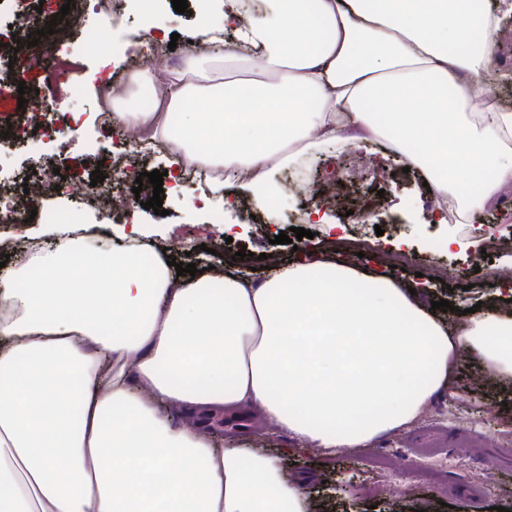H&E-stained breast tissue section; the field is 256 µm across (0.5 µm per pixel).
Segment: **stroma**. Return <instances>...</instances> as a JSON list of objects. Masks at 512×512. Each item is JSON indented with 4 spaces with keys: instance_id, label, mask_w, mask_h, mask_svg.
<instances>
[{
    "instance_id": "1",
    "label": "stroma",
    "mask_w": 512,
    "mask_h": 512,
    "mask_svg": "<svg viewBox=\"0 0 512 512\" xmlns=\"http://www.w3.org/2000/svg\"><path fill=\"white\" fill-rule=\"evenodd\" d=\"M66 0H0V127L23 119L20 99L44 96L49 107L45 120H53L55 111H88L96 103L114 67L111 59L96 55L72 56L58 52L53 62L60 75L51 78L43 69H25L14 64L13 48L17 39L41 32V45L52 43L43 32L45 23L59 13ZM120 20L112 28V38L120 52L140 49L146 29L138 13V0H117ZM26 91H19V84ZM112 139L91 122L80 130L48 143L43 152L29 148L19 139H0V164L14 170L16 176L28 175L51 161L72 166L81 177H89L101 163L107 162ZM320 167H308L305 189L290 188V171L274 174V196L278 207L264 210L255 224H241L238 207H225L223 198L202 195L189 184L175 185L165 177L164 188L175 189V196H164L163 214L136 207L134 222L144 225L149 235L130 238L129 225L110 224L101 211L88 214L90 232H101L105 244L113 248L150 250L152 240L168 243L185 240L190 262L208 263L223 268L229 251L247 250L275 255L280 263H292L296 253L289 244L275 243L280 232L306 225L299 218L313 191L325 184L342 186L344 193L361 198L368 220L347 223L338 208L325 206L326 221L309 226L313 237L309 244L314 255L331 260L332 242L354 234L363 235L368 248L355 266L379 274L391 275L402 289H415L423 301L444 299L452 309L443 313L447 326L462 320V310L477 303L499 307L512 315V302L498 292L505 274L512 273V187L487 206L472 212L468 223L439 224L429 219L434 204L423 185L424 176L416 169L406 170L403 158L389 153L384 144L347 147L320 156ZM193 208H186V201ZM233 224L231 241H222L225 224ZM455 235L460 244L449 249L443 244L447 235ZM501 241L500 249L481 251L475 235ZM212 252H205V245ZM401 249L413 262L406 271L390 272L379 261L380 255ZM456 381L453 388H440L423 411L410 424L387 433L363 448H337L331 451L303 450L285 432H271L260 417L242 409L236 418L224 420V442L237 447L258 448L277 457L283 474L292 479L312 475L308 512H491L505 507L512 512V445L504 444L503 434H512V380L499 382L484 372L477 355L463 351L454 359ZM466 432L468 451L447 449L448 468L436 477L416 465L413 442L422 434ZM391 453L401 459L397 481L406 486L404 496L382 493L388 478L372 464L373 457ZM485 474L486 486L479 502L466 500L464 491L471 478Z\"/></svg>"
}]
</instances>
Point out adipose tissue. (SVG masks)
I'll return each mask as SVG.
<instances>
[{"label":"adipose tissue","instance_id":"adipose-tissue-1","mask_svg":"<svg viewBox=\"0 0 512 512\" xmlns=\"http://www.w3.org/2000/svg\"><path fill=\"white\" fill-rule=\"evenodd\" d=\"M466 27L471 0H224L235 42L181 68L135 73L112 100L115 128L148 147L185 113L176 166L220 174L263 206L272 173L336 146L405 144L410 164L471 179L464 212L512 187V108L496 105L499 14ZM164 98L139 108V88ZM201 99L206 112H187ZM0 268V512H305L310 476L275 457L214 447L209 420L244 406L317 448H360L412 421L460 350L512 377V318L486 311L450 330L390 278L315 259L172 276L162 259L92 248L71 225ZM90 275L62 282L66 259ZM186 425L176 427L172 413Z\"/></svg>","mask_w":512,"mask_h":512}]
</instances>
